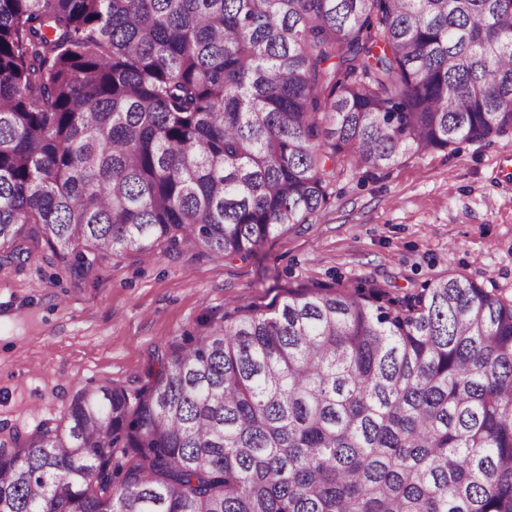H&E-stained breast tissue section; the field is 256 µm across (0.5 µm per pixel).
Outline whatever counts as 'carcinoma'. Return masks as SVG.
<instances>
[{
	"label": "carcinoma",
	"instance_id": "1",
	"mask_svg": "<svg viewBox=\"0 0 512 512\" xmlns=\"http://www.w3.org/2000/svg\"><path fill=\"white\" fill-rule=\"evenodd\" d=\"M512 132V0H0V261L222 258L350 166ZM0 442V512H512V299L312 287Z\"/></svg>",
	"mask_w": 512,
	"mask_h": 512
}]
</instances>
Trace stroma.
<instances>
[{
	"label": "stroma",
	"instance_id": "1",
	"mask_svg": "<svg viewBox=\"0 0 512 512\" xmlns=\"http://www.w3.org/2000/svg\"><path fill=\"white\" fill-rule=\"evenodd\" d=\"M328 206L254 255L115 254L83 276L46 246L0 266V438L56 419L85 390H141L161 356L225 314L311 284L419 292L461 275L512 297V133L347 169Z\"/></svg>",
	"mask_w": 512,
	"mask_h": 512
}]
</instances>
